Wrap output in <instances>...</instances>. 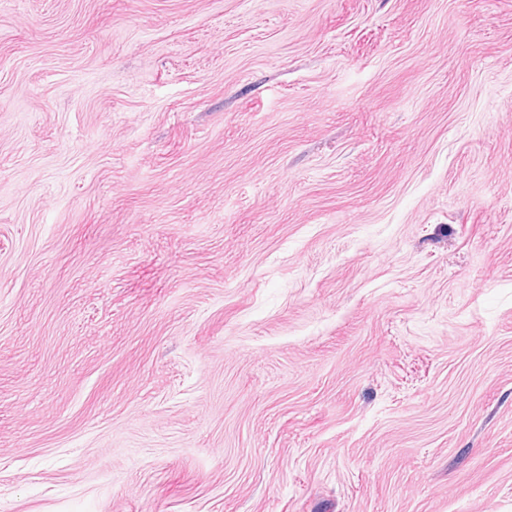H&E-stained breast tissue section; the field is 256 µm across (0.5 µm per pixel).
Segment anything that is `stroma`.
Segmentation results:
<instances>
[{"mask_svg":"<svg viewBox=\"0 0 512 512\" xmlns=\"http://www.w3.org/2000/svg\"><path fill=\"white\" fill-rule=\"evenodd\" d=\"M0 512H512V0H0Z\"/></svg>","mask_w":512,"mask_h":512,"instance_id":"35a3bbf8","label":"stroma"}]
</instances>
